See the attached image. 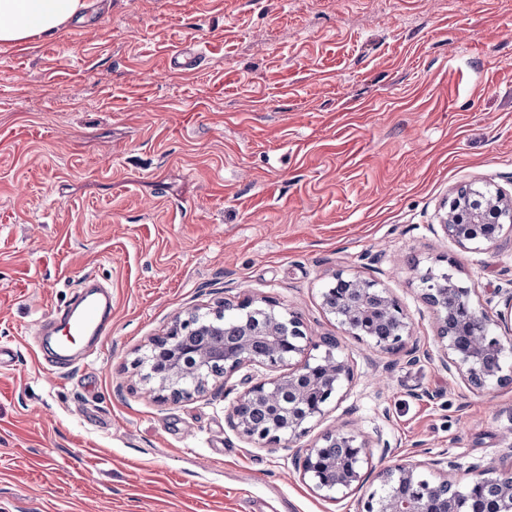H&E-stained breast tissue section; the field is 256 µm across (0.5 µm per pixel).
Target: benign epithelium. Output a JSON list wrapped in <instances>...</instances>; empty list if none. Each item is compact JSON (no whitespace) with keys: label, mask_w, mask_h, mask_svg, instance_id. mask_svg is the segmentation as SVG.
Here are the masks:
<instances>
[{"label":"benign epithelium","mask_w":512,"mask_h":512,"mask_svg":"<svg viewBox=\"0 0 512 512\" xmlns=\"http://www.w3.org/2000/svg\"><path fill=\"white\" fill-rule=\"evenodd\" d=\"M506 224H512V194L500 189L470 187L448 199L441 227L460 247L482 251L497 245ZM422 283L424 299L434 308L440 322L442 366L478 390L493 383L511 382V369L506 371L487 364L491 354L512 356L511 337L489 336L473 329L462 343L445 324L460 311L467 314L472 324L488 319L474 307L471 289L459 285L448 274L437 278L429 271L422 276ZM321 297L325 312L355 339L390 353L404 349L410 335L409 317L376 281L338 272ZM230 311L262 313L267 347L262 351L253 350L251 331L247 329L240 341L222 352L200 349L194 353L197 369L202 370L220 360L224 362V370L200 374L192 383H184L186 363L179 338L220 333L224 316ZM151 345L167 358L152 359L145 381L150 384L149 392L163 399L178 401L202 394L211 381L221 376L227 379L244 367L257 366L269 371L256 381L247 377L251 385L239 394L226 414L229 427L257 448L277 446L305 436L311 423L325 415L328 405L352 378L349 363L339 354L335 337L312 341L295 315L279 309L276 302L269 299L258 302L245 298L205 312L194 310L184 319L176 318L173 328L166 335L152 339ZM310 348H321L323 352L291 364ZM285 366L288 372L278 373ZM287 390L295 391L296 412L290 414L286 422L259 429L239 412L242 405L258 399L275 401ZM368 448V442L355 432L341 429L328 432L305 449L302 476L311 481L315 490L327 495L358 491L370 478V474L364 472L365 464L369 463ZM469 472L473 479L461 488L444 470L439 471L437 479L428 481L421 478L416 464L402 463L383 469L375 475L379 488L361 500L360 512H474V504L480 500L483 487L488 483L498 487V512H512L511 478L495 476L491 470L478 466L471 467Z\"/></svg>","instance_id":"7a95c632"}]
</instances>
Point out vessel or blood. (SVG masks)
Returning a JSON list of instances; mask_svg holds the SVG:
<instances>
[{"mask_svg": "<svg viewBox=\"0 0 512 512\" xmlns=\"http://www.w3.org/2000/svg\"><path fill=\"white\" fill-rule=\"evenodd\" d=\"M112 297L104 285L87 280L75 295L71 307L56 314L52 328H40L37 337L41 342H53L54 364L64 368L73 358L70 336H78L91 343L101 342L111 332L110 313Z\"/></svg>", "mask_w": 512, "mask_h": 512, "instance_id": "b4317fda", "label": "vessel or blood"}]
</instances>
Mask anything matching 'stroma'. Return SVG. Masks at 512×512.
<instances>
[{
	"label": "stroma",
	"mask_w": 512,
	"mask_h": 512,
	"mask_svg": "<svg viewBox=\"0 0 512 512\" xmlns=\"http://www.w3.org/2000/svg\"><path fill=\"white\" fill-rule=\"evenodd\" d=\"M196 48L200 64L170 58ZM512 191V0H103L0 51V512H357L300 475L344 428L379 471L512 469V383L442 367L426 270L512 334V229L461 249L439 226L466 186ZM377 281L409 353L322 308L336 272ZM112 333L70 367L33 341L83 277ZM269 298L333 336L352 379L291 447L257 448L221 388L160 401L142 380L176 315Z\"/></svg>",
	"instance_id": "1"
}]
</instances>
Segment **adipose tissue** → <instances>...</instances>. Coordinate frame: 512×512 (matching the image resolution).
Listing matches in <instances>:
<instances>
[{
	"instance_id": "obj_1",
	"label": "adipose tissue",
	"mask_w": 512,
	"mask_h": 512,
	"mask_svg": "<svg viewBox=\"0 0 512 512\" xmlns=\"http://www.w3.org/2000/svg\"><path fill=\"white\" fill-rule=\"evenodd\" d=\"M91 0H0V47L34 36H52L75 20H84Z\"/></svg>"
}]
</instances>
